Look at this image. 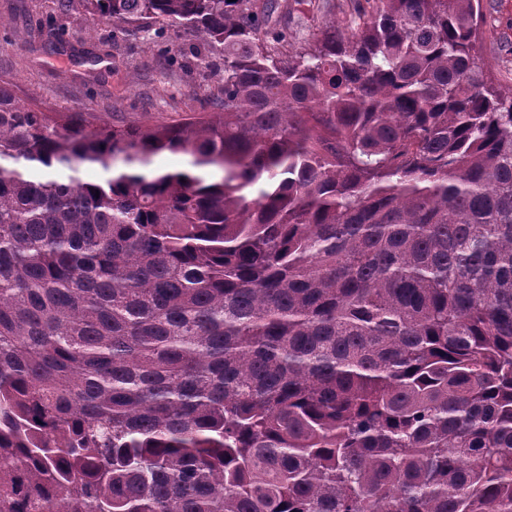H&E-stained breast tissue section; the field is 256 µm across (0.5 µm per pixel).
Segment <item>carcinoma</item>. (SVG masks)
<instances>
[{
    "label": "carcinoma",
    "mask_w": 512,
    "mask_h": 512,
    "mask_svg": "<svg viewBox=\"0 0 512 512\" xmlns=\"http://www.w3.org/2000/svg\"><path fill=\"white\" fill-rule=\"evenodd\" d=\"M75 3L222 85L89 130L0 77V512H512L482 0H355L300 47L254 0Z\"/></svg>",
    "instance_id": "carcinoma-1"
}]
</instances>
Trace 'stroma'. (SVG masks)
<instances>
[{
  "instance_id": "obj_1",
  "label": "stroma",
  "mask_w": 512,
  "mask_h": 512,
  "mask_svg": "<svg viewBox=\"0 0 512 512\" xmlns=\"http://www.w3.org/2000/svg\"><path fill=\"white\" fill-rule=\"evenodd\" d=\"M278 25L296 45L314 41L328 21L345 23L339 0H289ZM482 52L494 84L512 86V0H483ZM0 75L19 96L35 95L42 106L86 109L89 128L140 122L154 124L205 110L218 77L199 72L192 60L171 63L160 56L165 40L146 42L113 35L109 25L82 10L58 16L56 0H0ZM64 22L63 51L50 50L49 26ZM99 57L90 65V57Z\"/></svg>"
}]
</instances>
